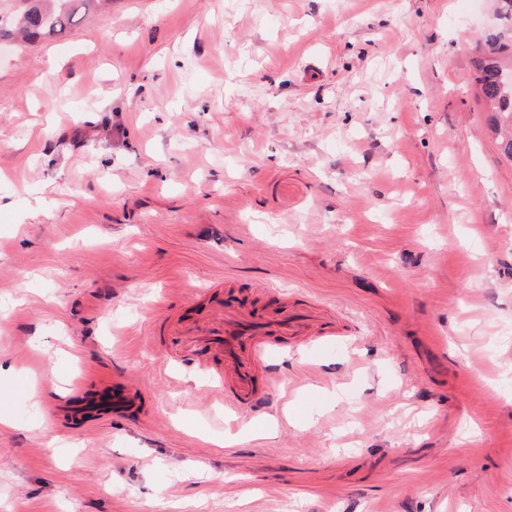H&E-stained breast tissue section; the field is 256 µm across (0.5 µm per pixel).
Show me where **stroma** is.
<instances>
[{
  "label": "stroma",
  "mask_w": 512,
  "mask_h": 512,
  "mask_svg": "<svg viewBox=\"0 0 512 512\" xmlns=\"http://www.w3.org/2000/svg\"><path fill=\"white\" fill-rule=\"evenodd\" d=\"M462 0H112L0 52V512H512V161ZM300 311L237 409L177 321ZM274 416L264 437L225 432Z\"/></svg>",
  "instance_id": "obj_1"
}]
</instances>
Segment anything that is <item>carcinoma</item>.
<instances>
[{
	"label": "carcinoma",
	"instance_id": "obj_1",
	"mask_svg": "<svg viewBox=\"0 0 512 512\" xmlns=\"http://www.w3.org/2000/svg\"><path fill=\"white\" fill-rule=\"evenodd\" d=\"M98 0H0V48L21 40L58 38L96 7ZM498 23L479 46L475 83L490 112V129L501 153L512 161V0H496Z\"/></svg>",
	"mask_w": 512,
	"mask_h": 512
}]
</instances>
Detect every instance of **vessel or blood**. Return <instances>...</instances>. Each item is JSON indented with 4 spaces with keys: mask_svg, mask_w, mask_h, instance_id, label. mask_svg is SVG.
<instances>
[{
    "mask_svg": "<svg viewBox=\"0 0 512 512\" xmlns=\"http://www.w3.org/2000/svg\"><path fill=\"white\" fill-rule=\"evenodd\" d=\"M302 321L282 315L268 316L250 309L229 314L218 328L195 336V343L222 356L234 370L233 380L218 377L225 400L238 407L250 406L258 393L256 369L278 349L287 346L289 337L303 335Z\"/></svg>",
    "mask_w": 512,
    "mask_h": 512,
    "instance_id": "vessel-or-blood-1",
    "label": "vessel or blood"
}]
</instances>
